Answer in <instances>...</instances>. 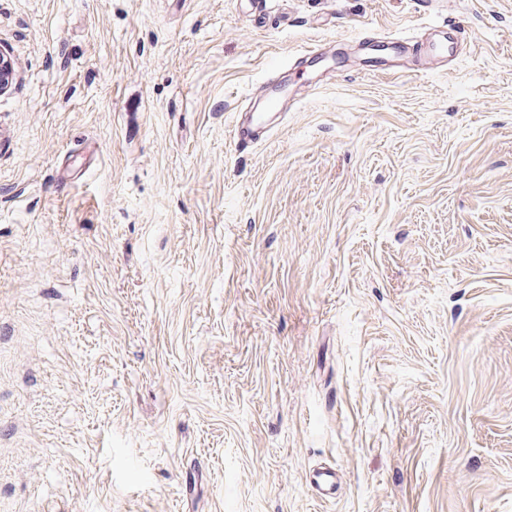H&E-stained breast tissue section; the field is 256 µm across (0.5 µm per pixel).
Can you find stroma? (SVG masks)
<instances>
[{
    "label": "stroma",
    "mask_w": 512,
    "mask_h": 512,
    "mask_svg": "<svg viewBox=\"0 0 512 512\" xmlns=\"http://www.w3.org/2000/svg\"><path fill=\"white\" fill-rule=\"evenodd\" d=\"M451 19L235 147L272 64ZM0 50V512H512V0H0ZM449 31L443 32V36L439 41L427 45L422 42L420 48L416 51H412L409 42L405 38L394 37L389 41L391 55L388 63L383 67L377 69L378 72L385 75H397L405 72L406 70H412L419 72L423 76L426 75L429 69V59L439 57L442 60L448 59L449 55H452L456 48L460 38L457 36L456 28H452L448 23ZM448 43L450 49H448Z\"/></svg>",
    "instance_id": "obj_1"
}]
</instances>
